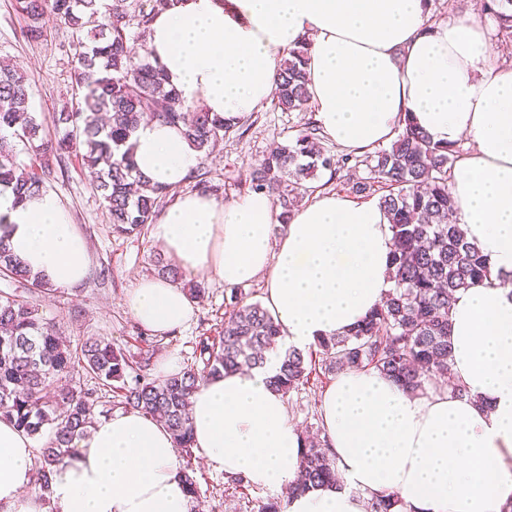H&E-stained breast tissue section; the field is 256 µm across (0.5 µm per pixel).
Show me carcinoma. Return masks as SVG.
Listing matches in <instances>:
<instances>
[{"instance_id": "obj_1", "label": "carcinoma", "mask_w": 512, "mask_h": 512, "mask_svg": "<svg viewBox=\"0 0 512 512\" xmlns=\"http://www.w3.org/2000/svg\"><path fill=\"white\" fill-rule=\"evenodd\" d=\"M174 0H16L31 41L45 37L46 10L72 30L75 80L81 95L71 109L49 117L58 137L38 145L44 155L61 160L74 153L95 171L96 190L110 215L112 230L140 236L154 223L166 192L137 189L141 176L133 161L132 137L147 122L179 125L189 143L207 153L235 124L215 113L185 105L170 87L162 68L145 58L134 62L130 18L148 28ZM485 12L497 23V36L512 41V0H486ZM99 18L91 34L86 19ZM307 43L288 52L279 63L273 100L283 112L308 110ZM45 120L30 111L23 77L0 63V194L11 191L18 201L45 191V173L19 161L17 146L30 145L45 130ZM460 156L458 145L441 146L411 123L388 148L359 158H339L322 146L318 128L309 121L290 145H274L252 173L249 188L270 193L287 220L308 195L318 173L344 182L355 193L381 192L393 233V288L381 306L355 330L317 342L321 365L328 372L374 368L412 394L449 375L450 307L454 294L491 277L486 258L470 242L461 225L448 221L454 200L449 178ZM365 166L370 177L353 172ZM157 275L182 285L190 298L205 295V283L186 281L183 273L160 258ZM0 278L22 291L0 289V420L13 423L31 438L46 436L37 449L34 492L51 502L57 469L76 452L75 440L92 424L99 396L74 380L85 372L108 388H117L118 404L145 417L158 418L170 431L174 447L192 456L191 397L210 378L243 367L260 366L265 351L280 335L273 316L259 301L244 300L232 290L222 336H202L198 358L181 371L150 378L143 365L100 338L73 344L58 335L39 313L36 297L50 284L13 256L0 235ZM313 355L290 349L273 385L288 395L309 382ZM336 483V458L328 441L305 436L295 484L285 494L304 493ZM367 512H402L394 496L370 499Z\"/></svg>"}]
</instances>
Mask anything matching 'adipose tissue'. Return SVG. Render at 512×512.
I'll list each match as a JSON object with an SVG mask.
<instances>
[{
	"label": "adipose tissue",
	"instance_id": "adipose-tissue-1",
	"mask_svg": "<svg viewBox=\"0 0 512 512\" xmlns=\"http://www.w3.org/2000/svg\"><path fill=\"white\" fill-rule=\"evenodd\" d=\"M431 0H177L147 38L150 59L183 103L226 121L271 98L277 62L308 45L307 90L322 138L348 152L390 141L406 121L439 144L469 139L449 182L456 216L492 270L460 290L451 310L450 368L466 396L403 390L378 370L339 373L321 402L337 483L289 495L284 512H365L396 495L404 512H504L512 476V67L491 57L475 18L433 19ZM138 172L176 192L151 229L183 272L225 286L265 281L280 328L262 366L208 380L191 399L195 452L258 488L287 491L301 435L273 379L287 350L342 336L393 287L390 219L378 200L315 191L282 223L271 195L224 202L181 193L201 161L181 128L143 124L133 137ZM14 255L58 289L89 273L88 244L49 192L0 195ZM153 335L188 325L198 308L181 285L139 279L125 298ZM75 459L53 477L50 503L33 492L35 451L0 421V512H191L170 433L135 412L99 418Z\"/></svg>",
	"mask_w": 512,
	"mask_h": 512
}]
</instances>
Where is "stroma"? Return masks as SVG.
I'll return each mask as SVG.
<instances>
[{
    "label": "stroma",
    "instance_id": "35a3bbf8",
    "mask_svg": "<svg viewBox=\"0 0 512 512\" xmlns=\"http://www.w3.org/2000/svg\"><path fill=\"white\" fill-rule=\"evenodd\" d=\"M45 22V39L29 41L23 35L25 22L14 0H0V58L11 59L25 77L32 111L48 116L75 103V61L70 28L51 14ZM311 118L308 112L288 114L270 105L244 116L243 131L227 134L205 160L213 184L219 187L218 199L229 201L247 194L249 174L261 164L269 147L289 143ZM46 186L85 237L91 269L80 286L57 290L37 300L41 314L61 336L74 343L90 337L105 338L134 357L141 351L153 350L150 374L157 377L163 361L173 358L178 365H185L192 359L199 337L219 334L231 290L205 273L200 279L207 291L188 327L168 337L142 333L124 300L139 278L152 275L153 262L159 255L156 245L147 235L128 238L113 233L105 203L95 189L94 176L79 156H69L64 174L53 175ZM103 265L109 267L111 276L101 284L95 273ZM334 379V374L320 370L305 388L288 394V415L303 434L319 433V403ZM191 464L197 472L201 494L194 512H257L259 504L284 498L281 491L249 484L238 488L235 496H227L228 477L224 472L206 466L196 457Z\"/></svg>",
    "mask_w": 512,
    "mask_h": 512
}]
</instances>
